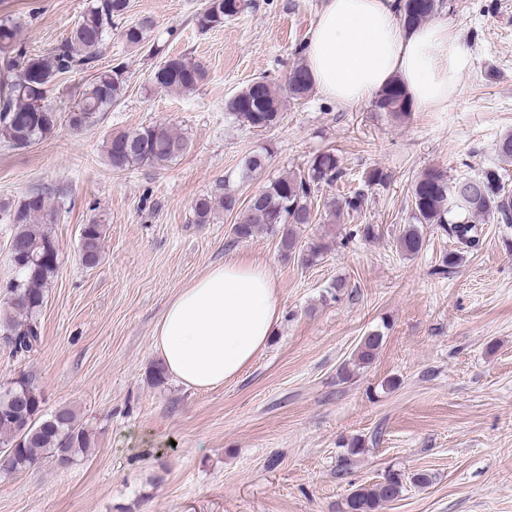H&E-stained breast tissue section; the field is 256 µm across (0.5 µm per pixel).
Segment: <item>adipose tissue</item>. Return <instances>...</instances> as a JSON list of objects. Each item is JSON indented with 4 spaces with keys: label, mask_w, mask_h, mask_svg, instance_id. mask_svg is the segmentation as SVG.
Wrapping results in <instances>:
<instances>
[{
    "label": "adipose tissue",
    "mask_w": 512,
    "mask_h": 512,
    "mask_svg": "<svg viewBox=\"0 0 512 512\" xmlns=\"http://www.w3.org/2000/svg\"><path fill=\"white\" fill-rule=\"evenodd\" d=\"M313 86L344 105L400 82L419 111L447 109L470 56L447 22L406 27L398 0H325L305 46ZM281 315L266 266L210 267L167 304L153 347L174 378L202 390L235 379L266 346Z\"/></svg>",
    "instance_id": "adipose-tissue-1"
}]
</instances>
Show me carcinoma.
<instances>
[{
    "instance_id": "cac0c4a2",
    "label": "carcinoma",
    "mask_w": 512,
    "mask_h": 512,
    "mask_svg": "<svg viewBox=\"0 0 512 512\" xmlns=\"http://www.w3.org/2000/svg\"><path fill=\"white\" fill-rule=\"evenodd\" d=\"M245 7L244 0H208L197 15V25L202 30L221 27L224 20L242 13ZM440 7V0H400L399 18L407 26L421 25ZM127 8V0H93L74 24L70 36L48 55L26 56L16 51L19 27L8 21L0 23V54L11 72L10 79L5 81V93L0 96V142L24 147L55 130L59 114L46 103L50 86L60 76L98 58L104 38L112 29V19L122 16ZM148 27L146 21L129 26L124 31L125 41L133 46L144 45ZM204 77L201 64L170 57L154 72L153 79L162 88L192 92ZM125 87V71L118 64L96 74L77 105L67 113L66 123L76 131L96 126L122 98ZM310 90L308 71L300 63L288 74V95L301 98ZM282 107V95L263 79L252 82L225 103L227 112L253 128L275 126ZM374 107L398 119L407 118L412 111L407 92L398 83L382 89L375 97ZM186 148L183 134L163 123L112 134L105 141L107 160L117 172L144 164L165 167L181 157ZM342 174L334 152L315 154L306 172L283 176L253 196L233 226L235 238L249 239L260 224L273 231L279 228L281 249L287 256L292 254L297 249V239L291 226L312 223V188L331 184ZM411 198L414 223L400 234L399 248L407 255L418 253L423 247L420 226L437 225L458 244L443 256L441 273L458 265L464 252L479 245L478 227L468 217H488L499 224H512V191L494 170L452 181L440 169H426L415 179ZM236 204V197L228 189L220 196L199 197L192 206L194 221L208 224L218 208L231 211ZM0 211L13 224L10 262L15 270V276L6 285L9 298L0 305V335H5L9 353L21 357L41 340L40 317L46 290L60 262L58 241L52 231L57 210L47 194L37 188L16 202H1ZM104 236L105 225L97 218L81 226L78 251L83 264L95 267L100 263ZM382 341L381 331L369 332L357 347L352 365L371 363ZM90 445L91 435L78 426L75 411L69 406L45 411L41 392L29 379L22 377L0 387V471L24 472L47 458L70 466L75 456ZM403 488L397 473L372 486L360 485L347 496L345 512H377L382 504L398 498Z\"/></svg>"
}]
</instances>
